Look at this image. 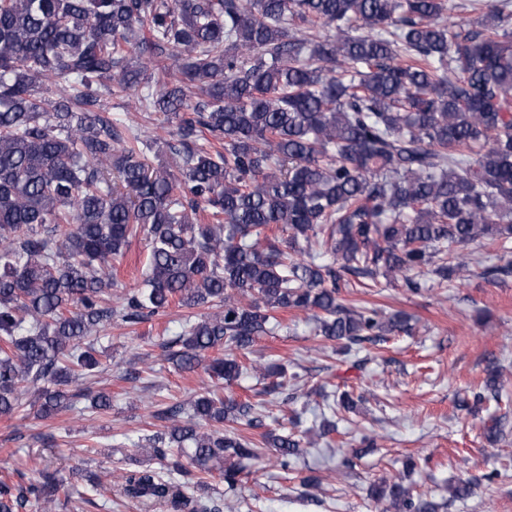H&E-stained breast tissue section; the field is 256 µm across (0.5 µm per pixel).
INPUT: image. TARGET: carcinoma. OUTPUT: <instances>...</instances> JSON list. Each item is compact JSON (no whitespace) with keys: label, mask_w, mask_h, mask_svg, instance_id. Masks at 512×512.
Segmentation results:
<instances>
[{"label":"carcinoma","mask_w":512,"mask_h":512,"mask_svg":"<svg viewBox=\"0 0 512 512\" xmlns=\"http://www.w3.org/2000/svg\"><path fill=\"white\" fill-rule=\"evenodd\" d=\"M469 7L463 28L449 0H0V417L28 394L43 419L112 409V392L79 386L101 366V329L174 304L193 313L166 361L209 381L132 442L159 468H125L111 488L18 472L0 478V512L112 491L224 512L265 449L282 470L301 454L286 432L247 435L266 406L224 392L270 373L246 354L275 313H309L358 352L411 326L341 304L349 277L455 288L469 258L448 247L512 249V3ZM128 92L171 126L175 167L110 111ZM141 236L142 287L114 308V263ZM317 395L321 437L364 401ZM371 496L382 512L439 509L402 481Z\"/></svg>","instance_id":"cac0c4a2"}]
</instances>
